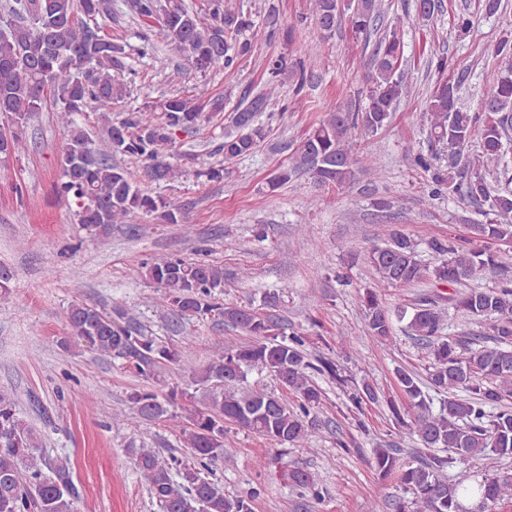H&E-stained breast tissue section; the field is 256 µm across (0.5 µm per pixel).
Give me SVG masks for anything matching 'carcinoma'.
<instances>
[{"instance_id": "obj_1", "label": "carcinoma", "mask_w": 512, "mask_h": 512, "mask_svg": "<svg viewBox=\"0 0 512 512\" xmlns=\"http://www.w3.org/2000/svg\"><path fill=\"white\" fill-rule=\"evenodd\" d=\"M315 20L326 36L348 16L355 36H366L383 23L380 0H310ZM102 0H5L0 6V154L28 149L24 126L47 103V91L57 95L58 122L68 129L61 157L62 176L55 193L67 200L89 234L106 237L112 225L125 224L137 214L166 224L191 225L179 207L134 185L112 157L129 156L144 163L151 181L174 182L183 176L180 161L196 160L176 150L178 132H192L224 111L217 99L194 102L171 94L128 112L120 125L106 129L107 146L95 147L74 115L92 107L107 111L127 95L121 80L126 68V44L93 33L91 21L101 15ZM131 13L145 24L158 21L152 35H142L141 55L155 68H168L167 57L156 54L157 42L179 52L199 73L230 68L253 51L252 14L232 0H207L206 18L185 0H136ZM400 26L386 28L367 64L365 101L328 114L297 148L292 166L271 179L274 187L307 174L319 187L344 186L359 175H382L380 160L352 152L357 135L370 136L386 128L392 112L410 88L398 70L404 60ZM440 81L426 101L428 135L448 148V170L436 167L420 154L416 163L430 173L429 194H448L476 207L488 206L484 223L470 225L463 244L432 238L428 250L439 256L434 265L419 259L418 243L402 229L386 242L373 246L363 261L388 287L429 282L452 289L407 309L385 307L380 293L366 288L357 294L365 334L392 342L395 324L406 323V335L425 349L426 374L411 369L396 371L406 408L363 381L348 386L336 362L306 349L309 334L286 331L278 318L253 307L228 306L217 289L224 287V268L205 260L167 256L144 261L133 275L162 290L153 305L176 321L214 319L241 330L249 340L224 349L191 378L194 391L171 387L160 395L139 387L128 396V409L110 419L139 426L167 421L180 428L183 446L191 459L164 456L145 444L127 448L135 473L144 481L162 512H253L257 492L227 494L211 477L212 467L226 458L225 439L230 427L253 433L277 445L275 453L305 447L320 430L315 411L325 392L318 378L340 386L352 407L384 401L393 423L406 428L416 444L429 450L421 461H404L394 448L376 447L373 468L382 486L394 481L400 495L386 496L392 512H467L463 501H483L493 507L512 499V478L486 476L465 484L448 481L447 471L473 459L512 458V267L489 241L512 243V189L501 184L509 172L507 134L512 130V63L501 71L477 112L459 103V83L450 81L448 57L433 53ZM88 59L89 71L77 77L74 66ZM267 84L230 117L219 151L232 160L252 154L265 138L258 122L264 112H284L277 78L296 79L300 92L304 65H287L284 58L269 60ZM489 275L498 284L480 288L475 283ZM486 332L476 344L447 335V305ZM71 339L83 342L103 356L126 362L144 382L155 379L164 365L192 356L196 337L183 336L168 343L149 333L134 312L120 302L99 309L74 302L65 310ZM267 372L295 395V402L248 383L253 372ZM198 400L190 414L174 411L176 399ZM40 433L20 412L15 399L0 394V512H77L78 496L70 478V459L47 461L39 452ZM291 485L313 500L320 498L314 472L291 469Z\"/></svg>"}]
</instances>
